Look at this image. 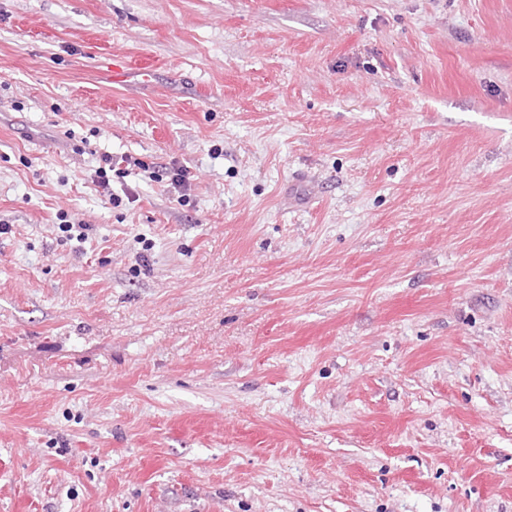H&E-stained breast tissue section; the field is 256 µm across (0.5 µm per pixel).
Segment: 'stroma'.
<instances>
[{
    "label": "stroma",
    "instance_id": "stroma-1",
    "mask_svg": "<svg viewBox=\"0 0 512 512\" xmlns=\"http://www.w3.org/2000/svg\"><path fill=\"white\" fill-rule=\"evenodd\" d=\"M1 224L0 512H512V0H0ZM100 161L102 162V165L98 167V169L95 171L96 173V184L98 187H100L108 196H109V202L114 205V207H119L122 204V198L118 196H114L111 193V184H110V176L108 172H112L116 170V166H121L123 163H127V166L131 163L129 162L128 157H120V159L114 158L111 154H104ZM118 168L120 170V174H132L129 172L128 168Z\"/></svg>",
    "mask_w": 512,
    "mask_h": 512
}]
</instances>
